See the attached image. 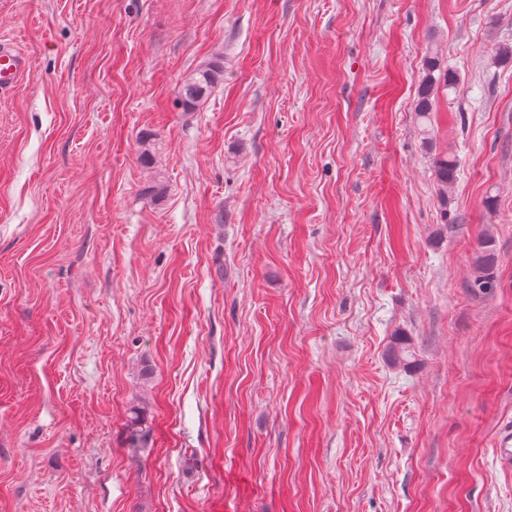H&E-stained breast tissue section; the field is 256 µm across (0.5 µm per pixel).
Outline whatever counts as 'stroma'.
<instances>
[{
	"label": "stroma",
	"mask_w": 512,
	"mask_h": 512,
	"mask_svg": "<svg viewBox=\"0 0 512 512\" xmlns=\"http://www.w3.org/2000/svg\"><path fill=\"white\" fill-rule=\"evenodd\" d=\"M0 38V512H512V0H0ZM30 68V59L12 44L0 41V93L15 86ZM457 83V75L441 65L436 57H429L424 64V76L414 101V112L419 121H427L433 112L441 88L448 90ZM224 81V67L217 62H205L186 74L178 88L179 99L187 108H194ZM457 160L448 153L439 155L434 161V175L439 186L441 198H445L448 192V185L455 181L457 173ZM477 269L479 271V281L482 287H492L494 278L495 257L491 247V241H485L482 246L481 256L476 260ZM414 354L411 344L403 337L395 338L387 352L390 362L403 368H408L414 363Z\"/></svg>",
	"instance_id": "obj_1"
}]
</instances>
